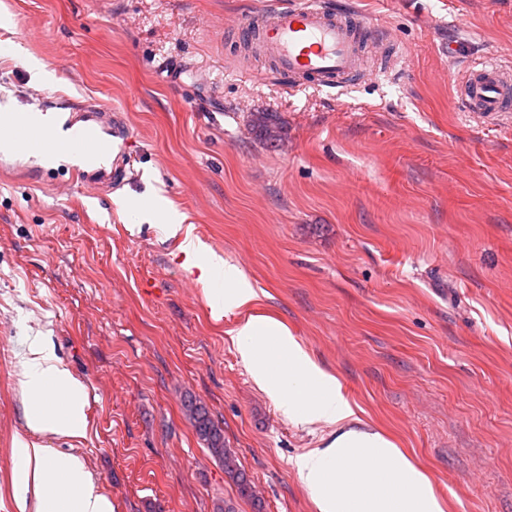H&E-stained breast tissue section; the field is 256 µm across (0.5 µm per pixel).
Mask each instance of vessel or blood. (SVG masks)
I'll return each instance as SVG.
<instances>
[{"label": "vessel or blood", "mask_w": 512, "mask_h": 512, "mask_svg": "<svg viewBox=\"0 0 512 512\" xmlns=\"http://www.w3.org/2000/svg\"><path fill=\"white\" fill-rule=\"evenodd\" d=\"M242 32L258 38L277 71L288 76L292 93L310 86L345 87L359 65L357 44L366 29L325 0H299L261 22L244 18ZM454 102L463 111L488 116L512 112V73L484 61L467 66L456 82ZM53 109L60 119L56 125L40 122L35 112L0 114V158L22 156L41 168L62 156L70 173L87 166L104 180L123 171L128 129L120 113L106 115L92 102H58Z\"/></svg>", "instance_id": "vessel-or-blood-1"}]
</instances>
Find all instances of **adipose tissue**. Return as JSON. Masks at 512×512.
<instances>
[{
	"label": "adipose tissue",
	"instance_id": "obj_1",
	"mask_svg": "<svg viewBox=\"0 0 512 512\" xmlns=\"http://www.w3.org/2000/svg\"><path fill=\"white\" fill-rule=\"evenodd\" d=\"M188 268L209 289L215 318L249 306L256 294L245 276L198 241L182 244ZM234 339L254 382L290 419L324 421L341 432L325 450L299 458L298 474L319 512H444L428 477L382 434L356 429V413L336 377L321 370L282 324L250 317ZM26 424L34 432L72 435L83 426V385L43 340H33L18 379ZM21 462L15 495L22 512H112L83 463L34 443L13 450Z\"/></svg>",
	"mask_w": 512,
	"mask_h": 512
}]
</instances>
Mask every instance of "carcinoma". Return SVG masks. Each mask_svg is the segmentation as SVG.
<instances>
[{"label":"carcinoma","mask_w":512,"mask_h":512,"mask_svg":"<svg viewBox=\"0 0 512 512\" xmlns=\"http://www.w3.org/2000/svg\"><path fill=\"white\" fill-rule=\"evenodd\" d=\"M183 408L196 434L204 442L211 455L224 464V474L236 485L239 496L252 501L257 508H262L250 479L239 464L235 453L227 448L224 431L213 420L207 406L189 397L184 400Z\"/></svg>","instance_id":"carcinoma-1"}]
</instances>
